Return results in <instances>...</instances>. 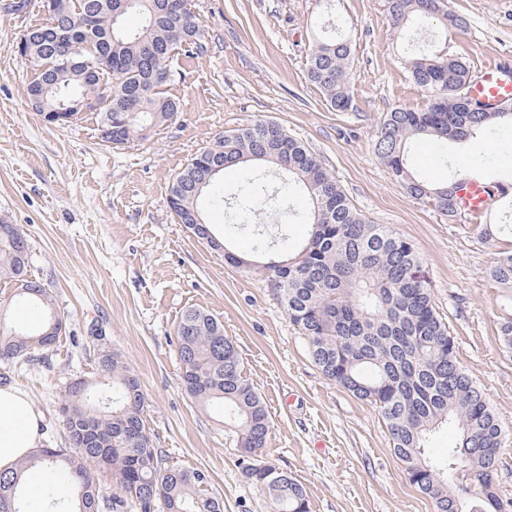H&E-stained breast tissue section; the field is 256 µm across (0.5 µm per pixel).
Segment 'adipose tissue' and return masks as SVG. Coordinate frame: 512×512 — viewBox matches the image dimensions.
<instances>
[{"label": "adipose tissue", "instance_id": "obj_1", "mask_svg": "<svg viewBox=\"0 0 512 512\" xmlns=\"http://www.w3.org/2000/svg\"><path fill=\"white\" fill-rule=\"evenodd\" d=\"M41 426L27 395L11 386L0 387V471L13 470L38 448Z\"/></svg>", "mask_w": 512, "mask_h": 512}]
</instances>
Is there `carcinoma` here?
<instances>
[{"mask_svg": "<svg viewBox=\"0 0 512 512\" xmlns=\"http://www.w3.org/2000/svg\"><path fill=\"white\" fill-rule=\"evenodd\" d=\"M72 16L70 28L52 30L54 17L32 27L33 57L84 48L95 74L64 75L37 113L71 97L93 99L98 79L112 80V111L100 110V123L112 124V144L144 139L177 112L163 87L172 77L168 61L177 50L205 52L203 31L188 0H130L113 16L114 0H57ZM393 28L417 29L431 22L441 29L463 28L448 9V0H387ZM97 17L95 28L80 26V15ZM129 14L140 24H125ZM155 54L148 57L144 46ZM405 63L411 81L424 93L419 111L395 107L385 113L374 134V149L409 196L448 217L457 216L456 192L461 177L431 185L408 168L407 155L418 141L464 142L494 138L512 126V100H473L463 111L461 92L471 72L466 61L412 40ZM352 44L340 30L312 35L307 79L337 112L352 108ZM230 168L262 162L284 175L283 193L266 194L250 179L239 188L245 206L258 199L274 205L280 221L308 226L293 255L256 241L262 256L257 270L281 301L289 322L306 341L308 355L321 374L355 398L375 407L384 421L390 447L405 465L409 481L434 503L435 512H512V501L497 492L502 427L484 393L457 357L455 337L437 310L418 252L389 226L373 224L349 199L336 179L305 145L277 123L259 121L218 136L195 154L174 178L168 204L180 224L192 215L204 219L198 187L206 165ZM303 187L307 206H288L291 185ZM25 235L17 224L0 222V277L10 280L24 304L39 309L42 321L22 328L0 313V363H29L37 350L53 346L65 329L46 288L28 275L30 251L18 248ZM224 248V259L249 268L247 258ZM488 278L497 288H512V250L492 261ZM177 356L186 395L199 407L224 404V427L236 436L243 478L265 491L273 512H309L304 487L274 465L249 467V457L266 447L271 421L266 405L242 374L240 354L224 325L204 309L185 311L177 326ZM100 376L110 384L99 390L83 379L68 383L59 402L66 448H36L11 473L0 472V512H43L58 504L57 481L70 488V512H224V500L208 492L209 474L201 469L168 466L154 448L143 413L146 397L138 378L121 356L97 349ZM443 424L458 434L448 456L425 455L429 435ZM108 467L117 485L110 497L100 494L91 470ZM39 495L24 499L31 489Z\"/></svg>", "mask_w": 512, "mask_h": 512, "instance_id": "1", "label": "carcinoma"}]
</instances>
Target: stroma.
<instances>
[{
  "label": "stroma",
  "instance_id": "stroma-1",
  "mask_svg": "<svg viewBox=\"0 0 512 512\" xmlns=\"http://www.w3.org/2000/svg\"><path fill=\"white\" fill-rule=\"evenodd\" d=\"M448 2L464 28L428 26L419 39L470 64L512 56V0ZM4 4L0 220L24 231L29 274L66 320L35 366L10 374L43 419L42 445H65L58 401L66 385L78 377L98 381L91 340L98 334L139 378L145 424L166 464L208 471V489L223 497L224 512H273L269 498L241 474L221 406L199 408L182 389L176 328L186 309L202 308L222 321L244 376L267 406L263 460L302 484L309 512H435L410 484L378 412L313 365L264 277L225 263L223 252L195 239L168 206L173 179L196 153L224 132L270 120L317 156L372 223L414 244L458 359L503 428L497 485L512 500V353L498 338L501 319L512 314V290L494 287L486 276L496 252L512 247V210L494 207L485 221L497 230L483 237L475 225L407 195L376 154L373 134L384 113L425 103L405 69L408 41L392 30L386 0H190L207 49L170 58L165 91L179 110L146 139L118 147L98 139L97 113L49 126L29 109L33 72L12 45L26 26L46 18L22 19ZM341 23L352 40L350 112L332 110L306 80L313 32ZM408 165L431 184L474 172L507 185L512 196V127L493 139L420 142ZM260 173L257 165L226 169L201 203L207 223L248 257L252 226L263 225L278 245L306 235L305 225L277 223L259 203L246 210L245 223L233 220L240 185Z\"/></svg>",
  "mask_w": 512,
  "mask_h": 512
}]
</instances>
